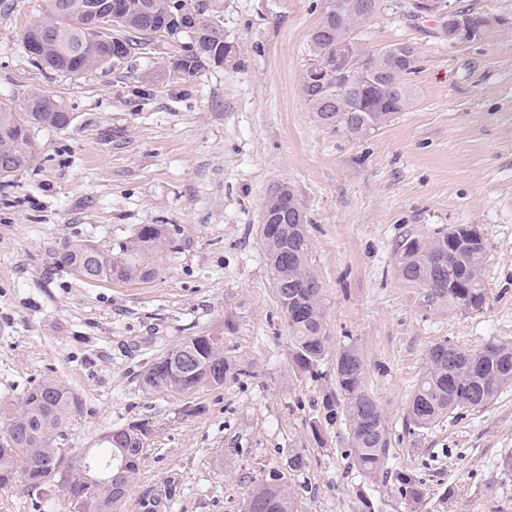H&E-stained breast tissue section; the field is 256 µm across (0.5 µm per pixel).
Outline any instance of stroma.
Returning <instances> with one entry per match:
<instances>
[{
  "instance_id": "obj_1",
  "label": "stroma",
  "mask_w": 512,
  "mask_h": 512,
  "mask_svg": "<svg viewBox=\"0 0 512 512\" xmlns=\"http://www.w3.org/2000/svg\"><path fill=\"white\" fill-rule=\"evenodd\" d=\"M206 3L237 58L186 77L156 54L77 75L37 66L22 37L47 0H0V101L19 108L37 89L73 116L35 131L33 166L0 190V400L66 383L76 449L149 422L128 512L171 485L162 512H243L277 471L299 512H512V387L426 429L404 417L433 344L512 340V0H455L506 21L468 44L388 8L364 26L368 45L411 44L422 61L410 105L363 139L324 130L301 93L324 0ZM280 184L307 216L332 343L358 348L387 415V477L366 480L344 425L324 420L332 359L314 375L292 363L262 238ZM144 224L174 241L150 280L91 282L55 263L69 243L107 246ZM454 224L486 240L479 312L430 308L394 271L402 239ZM207 333L236 374L188 395L142 387L163 352ZM297 453L305 465L289 470ZM402 474L419 501L399 494Z\"/></svg>"
}]
</instances>
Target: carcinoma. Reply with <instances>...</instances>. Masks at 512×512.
Listing matches in <instances>:
<instances>
[{"instance_id":"cac0c4a2","label":"carcinoma","mask_w":512,"mask_h":512,"mask_svg":"<svg viewBox=\"0 0 512 512\" xmlns=\"http://www.w3.org/2000/svg\"><path fill=\"white\" fill-rule=\"evenodd\" d=\"M89 0H48V15L38 22L53 32L45 44L42 58H33L45 67L78 74L89 69V59L100 66H114L127 60L136 50L156 48L151 25L171 20L178 11L195 13L202 21L203 37L198 39L178 27L168 31L165 49H173L181 59L179 72L195 75L207 62L226 63L236 58V46L224 37L223 27L205 17V3L195 7L188 0H124V26L98 35L84 27ZM362 0H324L322 17L307 43V56L325 66L323 83L300 76L303 98L321 127L331 133L365 138L383 128L409 105L411 76L421 69L418 50L411 60L392 61L393 45L370 49L361 41V28L373 19L360 7ZM461 19L482 33L494 26H505L504 18H490L459 10ZM124 45L119 58L100 57L112 51L115 43ZM355 46L356 54L347 70H336V44ZM349 78L359 91L343 96L338 93ZM27 101L41 108L34 112L17 110L0 102V184L8 183L15 173L26 170L36 154L33 131L69 128L71 113L50 97L30 92ZM303 207L292 193L268 195L263 217L262 236L265 255L271 269L273 287L284 313L294 364L312 373L331 354V336L324 319L322 282L311 265V244L306 216H298ZM172 242L166 224H144L130 237L98 247L87 269L91 281L122 282L152 279L156 270L153 258ZM88 242L65 246L56 262L69 267ZM486 240L474 224H455L433 235L410 237L395 252V272L404 282L425 290L430 306L450 312L483 309L488 289L482 277ZM232 370L224 357V344L205 335L187 336L169 348L145 371L142 387L153 391L188 394L200 387L222 385ZM335 379L337 395L323 400L324 418L340 422L348 433L349 457L368 480L385 473L389 457L387 416L368 386L367 371L358 349L352 345L336 350ZM512 386V341H492L479 350L463 349L448 342L434 344L427 352L426 366L406 407V423L428 428L452 411L490 403L506 387ZM76 397L61 381L44 378L20 396L0 401V491L21 488L35 500L41 512H71L65 498H48V489L61 480L85 501L83 512H125L129 491L139 473L145 445L152 429L132 423L100 435L91 456L102 460L114 455L129 461L125 472L115 481L88 484L79 460L71 457L65 445L70 436ZM398 491L413 502L422 497L420 484L399 476ZM248 499L268 506L267 512H296L290 487L278 476L252 488Z\"/></svg>"}]
</instances>
